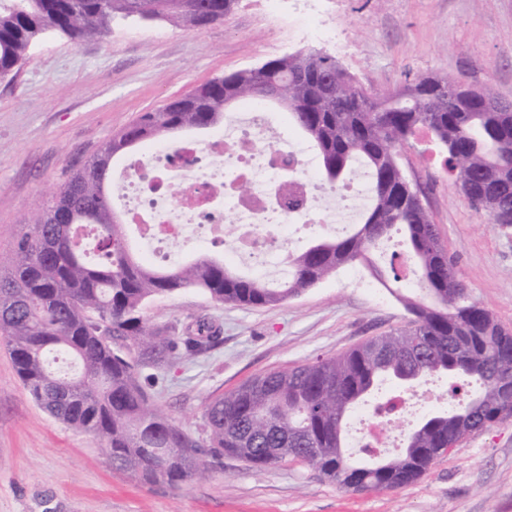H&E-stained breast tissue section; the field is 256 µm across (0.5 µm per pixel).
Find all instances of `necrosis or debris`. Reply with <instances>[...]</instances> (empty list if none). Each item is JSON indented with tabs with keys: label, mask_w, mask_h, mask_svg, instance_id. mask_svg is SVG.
I'll return each mask as SVG.
<instances>
[{
	"label": "necrosis or debris",
	"mask_w": 512,
	"mask_h": 512,
	"mask_svg": "<svg viewBox=\"0 0 512 512\" xmlns=\"http://www.w3.org/2000/svg\"><path fill=\"white\" fill-rule=\"evenodd\" d=\"M246 121L180 150L152 145L130 158L116 180L125 223L152 243V259L166 262L170 247L189 234L217 245L225 224L236 227L228 255L258 269L285 267L288 253L283 225L296 223L309 236L348 230L353 202L366 196L365 184L351 185L333 205L320 202L325 190L314 185L315 159L289 144L271 121L266 104L243 103ZM179 195H170L173 183Z\"/></svg>",
	"instance_id": "necrosis-or-debris-1"
}]
</instances>
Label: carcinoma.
<instances>
[{"label": "carcinoma", "instance_id": "carcinoma-1", "mask_svg": "<svg viewBox=\"0 0 512 512\" xmlns=\"http://www.w3.org/2000/svg\"><path fill=\"white\" fill-rule=\"evenodd\" d=\"M234 2L0 0V80L14 77L30 44L46 32L74 42L98 39L115 19L129 17L194 28L223 20ZM306 57L313 64L305 78L289 55L266 61V79L288 94L287 110L314 144L327 182L350 183L366 172L371 201L347 234L289 256L284 287L206 255L167 268L144 262L131 253L112 211L113 157L129 145L218 124L228 99H259L246 69L142 113L105 142L30 218L9 261L0 265V338L24 389L54 420L104 444L112 464L142 483L178 488L204 469L198 441L150 406L142 370L219 342L205 320L180 336L150 327L142 315L149 301L191 288L217 302L275 306L355 263L383 284L387 272L371 255L394 233L401 234L430 297L397 294L413 316L411 328L370 338L340 356L258 374L215 398L205 413L212 456L242 459L257 470L291 457L342 487L397 489L418 480L449 439L460 442L512 416L502 390L512 384V330L471 301L436 224L413 199L398 156L400 144L426 133L473 207L494 224L512 225V111L488 107L485 100L497 99L488 88L476 100L435 102L421 90L429 76L410 85L413 95L369 92L335 59L314 52ZM58 352L72 357L73 374L51 366ZM434 375L469 379L477 390L465 405L420 420L394 455L371 452L360 460L347 453L349 413L381 382ZM158 448L170 449L162 473L154 464ZM269 448L278 452L271 456Z\"/></svg>", "mask_w": 512, "mask_h": 512}]
</instances>
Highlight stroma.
<instances>
[{"instance_id":"obj_1","label":"stroma","mask_w":512,"mask_h":512,"mask_svg":"<svg viewBox=\"0 0 512 512\" xmlns=\"http://www.w3.org/2000/svg\"><path fill=\"white\" fill-rule=\"evenodd\" d=\"M308 51L335 58L369 91L451 74L512 102V0H236L224 20L194 29L126 19L81 43L48 32L13 79L0 81V259L66 172L140 114L214 77ZM400 162L471 298L512 329V227L470 205L426 135L402 145ZM373 281L363 266H348L272 307L195 290L155 298L144 311L152 327L207 317L221 340L152 369V404L207 445L211 399L407 326L396 297L371 290ZM206 464L177 489L133 481L103 445L30 399L0 340V512H512V417L394 490L348 491L290 458L261 471L230 457Z\"/></svg>"}]
</instances>
